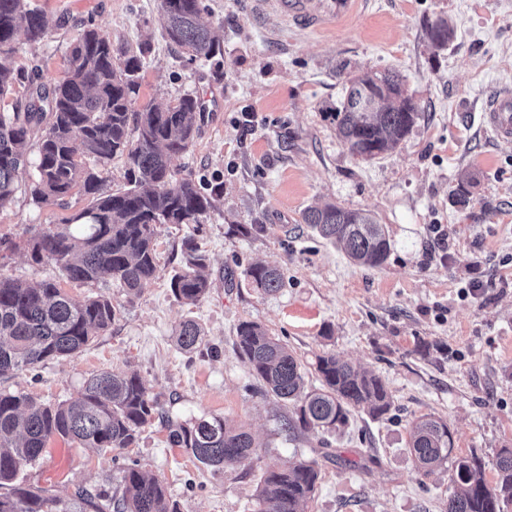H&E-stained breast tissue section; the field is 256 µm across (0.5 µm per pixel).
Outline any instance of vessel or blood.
Wrapping results in <instances>:
<instances>
[{"label":"vessel or blood","mask_w":512,"mask_h":512,"mask_svg":"<svg viewBox=\"0 0 512 512\" xmlns=\"http://www.w3.org/2000/svg\"><path fill=\"white\" fill-rule=\"evenodd\" d=\"M288 22L319 30L354 18L368 0H270ZM493 139L512 138V89L497 90L486 101L482 115Z\"/></svg>","instance_id":"b4317fda"}]
</instances>
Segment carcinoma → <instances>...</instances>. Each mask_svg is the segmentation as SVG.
<instances>
[{
    "label": "carcinoma",
    "instance_id": "carcinoma-1",
    "mask_svg": "<svg viewBox=\"0 0 512 512\" xmlns=\"http://www.w3.org/2000/svg\"><path fill=\"white\" fill-rule=\"evenodd\" d=\"M159 9L166 38L189 60L216 54L219 45L200 21L202 0H159ZM21 31L30 41L44 38L42 13L30 8L28 0H0V97L17 84L27 85L28 92L11 115L0 116V208L15 195L19 170L31 164L36 179L29 193L38 206L62 200L80 187L88 205L35 238L30 257L36 263H55L72 282L108 278L134 297L158 273L156 226L198 224L215 208L217 191L206 192L170 166L172 157L192 146L204 120L203 106L188 94L173 106L149 104L133 111L141 56L128 48L114 49L90 25L72 38L67 76L47 83L36 69H14ZM368 89L380 102L371 112L353 111V102ZM409 103L399 73L359 75L350 81L336 112L338 135L353 153L373 159L393 149L414 125L418 111ZM116 157L125 160L127 183L121 190L106 191L102 170ZM302 219L322 238L341 245L356 263L379 267L387 259L390 242L383 225L366 212L326 204L307 209ZM183 254L185 267L172 277L170 288L178 301L195 305L209 292V258L192 239L185 240ZM245 276L265 294L278 292L284 282L281 268L261 263L249 266ZM117 313L102 295L76 301L53 280L28 286L0 275V377L77 356L112 326ZM176 342L185 352L196 350L203 343L201 328L190 319L183 321ZM235 346L257 381V391L292 407L283 423L288 432L334 431L348 423L356 408L374 419L392 409L381 376L333 353L316 357L320 386L307 388L300 359L258 322L237 325ZM157 418L163 413L141 379L114 370L90 377L78 397L58 404L0 391V512H178L165 483L137 468L121 472L122 495L115 500L84 487L65 500L19 478L53 438L80 448H128ZM168 428L169 443L204 466L234 468L258 458L250 433L220 416L170 422ZM409 448L423 476L448 466L450 485L442 512H504V505L512 503V448L497 452L493 486L485 480L482 457L452 459V433L441 418L421 417L412 427ZM320 475L317 463L305 459L266 469L255 512H306Z\"/></svg>",
    "mask_w": 512,
    "mask_h": 512
}]
</instances>
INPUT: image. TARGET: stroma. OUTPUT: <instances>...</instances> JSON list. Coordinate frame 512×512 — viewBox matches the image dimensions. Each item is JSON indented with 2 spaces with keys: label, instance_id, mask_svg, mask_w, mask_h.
Masks as SVG:
<instances>
[{
  "label": "stroma",
  "instance_id": "obj_1",
  "mask_svg": "<svg viewBox=\"0 0 512 512\" xmlns=\"http://www.w3.org/2000/svg\"><path fill=\"white\" fill-rule=\"evenodd\" d=\"M30 2L47 35L18 36L15 67L63 78L85 23L114 46L145 47L136 107L210 96L193 145L172 166L224 191L201 223L158 227V274L139 296L107 278L60 279L74 299L110 297L117 319L77 357L1 378L0 390L55 404L100 371L134 373L173 420L218 415L245 427L260 458L203 467L156 421L128 448L53 439L24 468L26 483L61 497L80 486L118 497L122 470L135 465L165 482L180 512H254L264 469L299 455L321 469L307 512H441L447 471L420 476L409 454L412 426L427 415L446 420L455 455L481 456L495 482V455L512 448V141L491 138L482 113L494 90L512 86V0H369L350 23L322 30L288 25L267 0H203L201 20L222 54L194 64L165 38L157 0ZM443 20L454 36L437 48L429 31ZM385 70L402 76L419 117L394 150L363 160L339 140L335 111L348 77ZM326 203L383 224L391 249L381 266L352 262L304 224V210ZM86 204L78 192L42 206L16 194L0 208V237L13 244L0 248V273L31 285L58 277L54 264L30 259L28 243ZM189 237L212 281L193 306L170 288ZM256 262L282 268L277 294L248 285ZM475 279L483 286L474 294ZM187 318L204 333L191 354L175 343ZM243 320L265 325L304 363L328 352L380 375L393 399L388 418L356 410L332 432L281 430L288 407L257 393L234 351Z\"/></svg>",
  "mask_w": 512,
  "mask_h": 512
}]
</instances>
